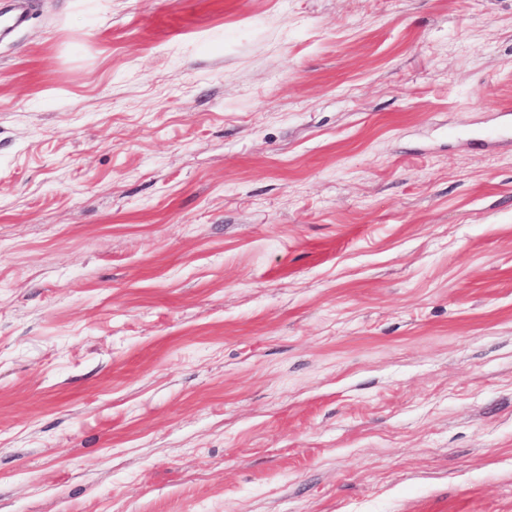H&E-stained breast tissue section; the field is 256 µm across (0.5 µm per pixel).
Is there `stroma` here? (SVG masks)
Wrapping results in <instances>:
<instances>
[{
    "mask_svg": "<svg viewBox=\"0 0 512 512\" xmlns=\"http://www.w3.org/2000/svg\"><path fill=\"white\" fill-rule=\"evenodd\" d=\"M28 2L0 512H512V0Z\"/></svg>",
    "mask_w": 512,
    "mask_h": 512,
    "instance_id": "35a3bbf8",
    "label": "stroma"
}]
</instances>
